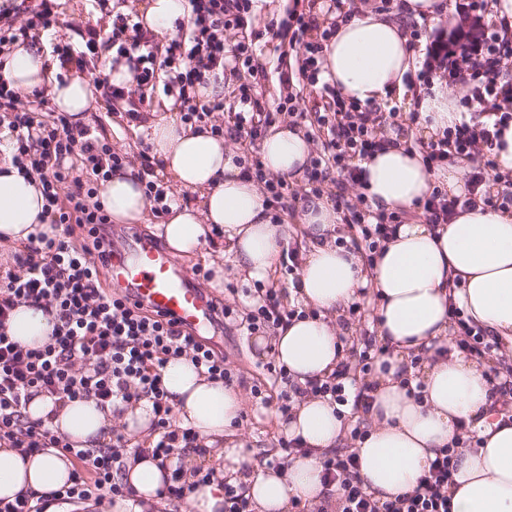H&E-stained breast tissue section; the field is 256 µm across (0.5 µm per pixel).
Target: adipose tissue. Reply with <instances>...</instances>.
<instances>
[{
	"label": "adipose tissue",
	"mask_w": 512,
	"mask_h": 512,
	"mask_svg": "<svg viewBox=\"0 0 512 512\" xmlns=\"http://www.w3.org/2000/svg\"><path fill=\"white\" fill-rule=\"evenodd\" d=\"M448 12L446 0H396L386 12L360 6L325 43L323 80L360 102L385 105L392 94L405 93L404 76L415 68L409 21L434 27L446 22ZM46 59L40 45H22L0 64V74L23 92L50 87L57 110L85 123L95 98L93 84L80 75L58 82L55 66ZM411 105L421 116L417 132L426 137L463 118L439 79ZM148 127L162 174L197 197L193 206L171 204L167 219L158 225L168 249L179 258H194L208 248L217 226L224 232L226 256L211 261L210 287L223 288L228 261L244 280L270 281L290 236L288 223L273 220L265 206L262 184L242 174L223 138L185 126L177 113L154 116ZM311 151L304 132L285 123L270 129L260 148L265 170L291 183L301 179ZM361 166L368 173L365 191L376 210L412 209L437 185L456 196L466 192L462 164L430 171L421 154L394 133ZM101 199L116 223L140 224L146 218L149 202L130 170L114 171L102 186ZM43 204L38 180L0 172V241L26 240L41 224ZM296 222L305 246L288 301L311 315L278 328L273 339L256 337L257 348L272 346L277 362L298 385L329 376L344 357V310L359 289H368L377 302L376 339L390 353L376 366V388L363 414L367 433L353 445L363 487L381 499L412 490L435 450L468 430L480 444L456 453L454 483L448 489L453 512H512V419L496 411L501 395L486 377V364L465 357L452 344L448 319L449 304H456L488 337L512 346V214L477 209L437 226L400 225L369 269L359 253L336 245L340 216L327 197L306 202ZM52 328L51 316L24 304L11 319L13 336L29 347L47 341ZM413 353L426 354V362L411 367ZM162 380L177 425L196 432L206 452L189 451L179 461L163 464L136 457L123 475L135 496L116 499L112 512H157L160 492L178 464L188 470L203 464L215 471L210 482L191 493L188 512H223L228 483L245 486L254 512H292L293 499H323L320 460L341 447L348 431L328 400L310 396L296 404L285 428L290 437L300 438L303 450L272 468L259 463L237 435L244 404L237 389L208 380L185 358L169 361ZM418 383L423 386L419 402L407 393L408 385ZM151 419V406L144 400L116 415L82 399L61 407L52 427L92 448L109 438L113 423L144 436ZM72 472L70 458L57 449L24 460L14 449L2 447L0 499L59 489Z\"/></svg>",
	"instance_id": "adipose-tissue-1"
}]
</instances>
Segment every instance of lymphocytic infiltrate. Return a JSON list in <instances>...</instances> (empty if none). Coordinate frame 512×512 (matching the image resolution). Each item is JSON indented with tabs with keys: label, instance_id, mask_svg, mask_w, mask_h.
Listing matches in <instances>:
<instances>
[{
	"label": "lymphocytic infiltrate",
	"instance_id": "f902f5d3",
	"mask_svg": "<svg viewBox=\"0 0 512 512\" xmlns=\"http://www.w3.org/2000/svg\"><path fill=\"white\" fill-rule=\"evenodd\" d=\"M254 0H188L190 20L177 39L159 43L152 30L136 14L116 13L108 32L80 23L71 24L74 40L53 46L61 73L84 70L101 51H111L112 71L127 70L129 82L115 84L95 76L93 83L103 97L125 104L129 122L145 123L156 91L174 98L184 124L209 127L216 136H229L243 155L252 159L247 172L264 185L267 203L276 210L296 212L301 196L329 195L342 214L347 229L338 244H350L365 263H373L383 243L393 238L401 223L399 213L372 212L366 197L345 199L347 183H358L360 161L378 151L383 141L377 132L397 124L399 113L361 107L351 97L326 87V101L318 110L302 107L292 93L294 77L309 85L319 82L320 40L335 34V26L321 27L315 14L292 7L271 22L273 38L290 49L298 60V73L281 74L287 94L276 109H268L255 85L241 82L242 71L252 68L245 43L227 46L225 34L254 23ZM59 0H13L0 9V56L17 44L59 24ZM512 52V38L501 36L498 45L470 47L459 53L452 42L426 50L416 77L428 83L433 72L446 71L449 78L471 85L474 99L486 103L483 121L461 122L441 137L418 142L424 163L438 169L460 158L473 160L468 194L449 196L447 189L433 188L419 207L427 223L445 224L457 214L485 206L512 207V180L497 175V163L484 157L492 148L512 113V82L500 76V58ZM231 75L239 85L233 100L236 111H227L223 98H209L200 89L210 80ZM22 92L0 76V125H7L11 140V165L23 177L38 179L44 198L43 212L52 233L29 234L13 256V266L0 269V446L29 457L48 448L59 449L73 462L71 484L36 498L0 499V512H45L54 501L101 504L106 496L123 497L130 489L120 478L130 454L167 461L199 446L191 429L176 425L173 408L163 386L161 371L173 359L188 358L208 379L225 385L244 384L239 370L204 337L181 329L172 319L159 318L144 306L126 304L121 293L106 289L102 267L111 253L112 219L99 198L100 187L113 170L140 164L146 178L145 195L155 217L168 214L174 194L153 180V162L147 149L137 155L115 151L95 128L72 123L68 116L48 106V93L33 91L29 109H21ZM227 114L228 124L218 121ZM301 119L316 152L305 171L307 188L297 192L288 181L266 173L254 158V141L262 128L278 114ZM77 157L79 166L66 165ZM22 304L51 314L54 325L47 342L27 347L10 334L13 311ZM212 307L220 322L240 323L248 333L274 330L290 323L296 309L284 307L279 289L260 288L238 310L220 301ZM459 352L480 358L492 345L485 331L472 325L462 308H448ZM344 360L323 379L292 383L285 366L268 362L267 372L285 384L278 399H271L260 385L250 393L260 404L276 402L281 415H289L306 396L330 400L359 410L366 406L375 387L377 361L387 353L375 337L362 334L343 338ZM51 399L55 407L76 399H93L101 406L119 407L140 400L150 402L153 419L147 438L128 446L125 436L113 433L109 443L84 448L52 430L45 421L31 422L22 409L34 396ZM455 446L439 449L413 490L381 500L368 493L358 477L359 460L351 451H336L320 461L327 496L317 503L294 502L295 512H452L448 488L455 472ZM214 471L196 467L175 468L165 492L167 512H181L194 487L209 482Z\"/></svg>",
	"mask_w": 512,
	"mask_h": 512
}]
</instances>
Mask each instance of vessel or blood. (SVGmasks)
Segmentation results:
<instances>
[{
    "label": "vessel or blood",
    "instance_id": "obj_1",
    "mask_svg": "<svg viewBox=\"0 0 512 512\" xmlns=\"http://www.w3.org/2000/svg\"><path fill=\"white\" fill-rule=\"evenodd\" d=\"M103 273L129 301L178 319L194 334L215 326L205 295L191 285V272L150 237H138L133 253L114 252Z\"/></svg>",
    "mask_w": 512,
    "mask_h": 512
}]
</instances>
